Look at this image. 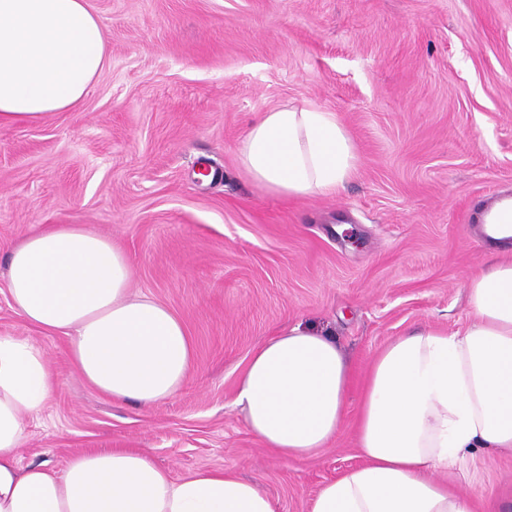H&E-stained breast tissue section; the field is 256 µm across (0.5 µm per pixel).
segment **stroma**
<instances>
[{
    "label": "stroma",
    "instance_id": "1",
    "mask_svg": "<svg viewBox=\"0 0 512 512\" xmlns=\"http://www.w3.org/2000/svg\"><path fill=\"white\" fill-rule=\"evenodd\" d=\"M107 62L81 105L0 126V335L40 348L57 384L24 422L22 464L62 471L131 449L180 478L231 469L278 512L361 462L360 388L395 337L471 321L467 284L488 257L477 207L512 191V0H88ZM335 113L356 166L331 196L284 200L236 148L287 103ZM45 224L112 238L132 290L167 306L193 348L171 399L144 407L92 389L65 336L11 306L6 258ZM305 325L349 360L346 420L324 453L285 459L234 400L254 349ZM483 512H512V452L454 469Z\"/></svg>",
    "mask_w": 512,
    "mask_h": 512
}]
</instances>
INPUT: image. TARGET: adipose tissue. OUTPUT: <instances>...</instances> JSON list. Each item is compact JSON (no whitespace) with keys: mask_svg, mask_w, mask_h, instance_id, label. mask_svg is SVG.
Segmentation results:
<instances>
[{"mask_svg":"<svg viewBox=\"0 0 512 512\" xmlns=\"http://www.w3.org/2000/svg\"><path fill=\"white\" fill-rule=\"evenodd\" d=\"M105 64L102 24L88 0H0V125L74 109ZM237 153L253 181L284 198L334 194L356 162L335 114L310 104L262 113ZM132 276L111 238L50 224L10 252L7 288L26 321L69 338L89 386L152 405L190 376L192 344L165 305L132 293ZM468 302L464 331L417 329L376 356L357 421L363 462L326 482L310 512H476L446 475L475 449H512V261L471 278ZM350 386L335 340L293 325L255 349L235 403L266 447L304 458L335 440ZM54 387L41 349L0 335V512H277L234 471L176 479L132 451L80 454L59 474L21 465L23 421Z\"/></svg>","mask_w":512,"mask_h":512,"instance_id":"adipose-tissue-1","label":"adipose tissue"}]
</instances>
